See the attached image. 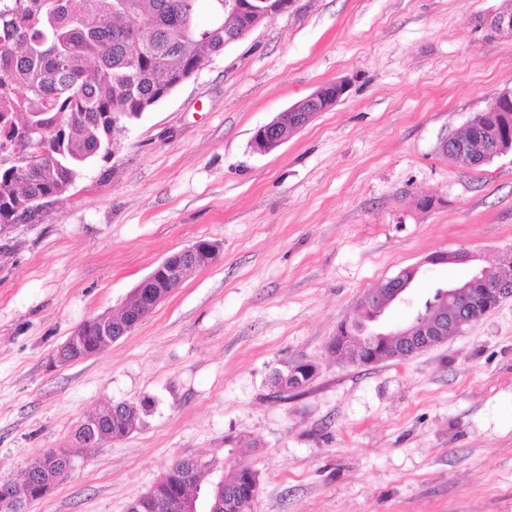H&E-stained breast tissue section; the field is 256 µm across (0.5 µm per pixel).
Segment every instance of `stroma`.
<instances>
[{
  "label": "stroma",
  "mask_w": 512,
  "mask_h": 512,
  "mask_svg": "<svg viewBox=\"0 0 512 512\" xmlns=\"http://www.w3.org/2000/svg\"><path fill=\"white\" fill-rule=\"evenodd\" d=\"M502 4L296 0L130 123L42 223L0 235V480L70 447L85 413L152 401L27 512H127L181 457L212 463L208 481L255 470L251 512H512V298L406 360L329 349L402 269L420 297L467 273L434 254L512 253V155L471 170L438 152L512 84V38L489 26ZM337 79L343 101L252 151L258 126ZM200 239L220 243L214 265L99 354L52 364ZM300 360L316 376L277 395Z\"/></svg>",
  "instance_id": "stroma-1"
}]
</instances>
